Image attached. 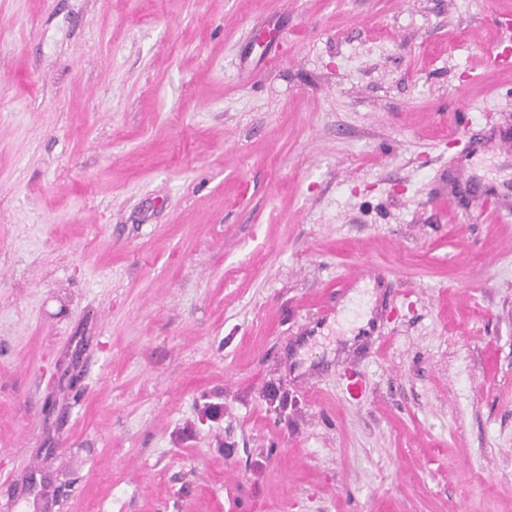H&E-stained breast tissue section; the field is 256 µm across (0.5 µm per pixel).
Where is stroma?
Wrapping results in <instances>:
<instances>
[{"label": "stroma", "instance_id": "stroma-1", "mask_svg": "<svg viewBox=\"0 0 512 512\" xmlns=\"http://www.w3.org/2000/svg\"><path fill=\"white\" fill-rule=\"evenodd\" d=\"M512 0H0V501L512 512Z\"/></svg>", "mask_w": 512, "mask_h": 512}]
</instances>
